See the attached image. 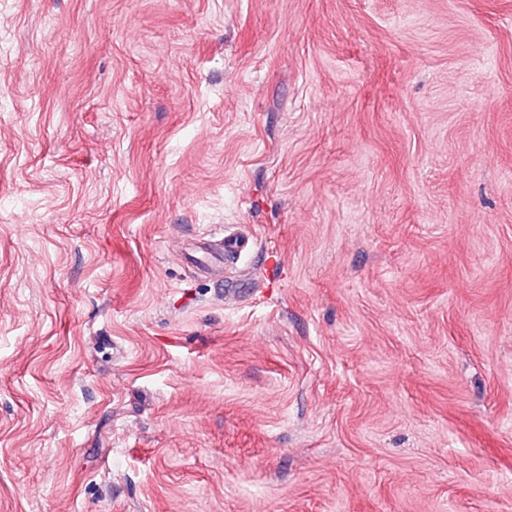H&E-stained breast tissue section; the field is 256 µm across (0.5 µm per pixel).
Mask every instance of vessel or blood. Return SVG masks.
Listing matches in <instances>:
<instances>
[{
	"mask_svg": "<svg viewBox=\"0 0 512 512\" xmlns=\"http://www.w3.org/2000/svg\"><path fill=\"white\" fill-rule=\"evenodd\" d=\"M251 248L248 237L229 228L215 229L212 239L197 238L185 248L182 257L201 275L209 278L215 288L224 286V266L240 259Z\"/></svg>",
	"mask_w": 512,
	"mask_h": 512,
	"instance_id": "vessel-or-blood-1",
	"label": "vessel or blood"
}]
</instances>
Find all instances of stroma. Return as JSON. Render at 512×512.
Segmentation results:
<instances>
[{
	"label": "stroma",
	"mask_w": 512,
	"mask_h": 512,
	"mask_svg": "<svg viewBox=\"0 0 512 512\" xmlns=\"http://www.w3.org/2000/svg\"><path fill=\"white\" fill-rule=\"evenodd\" d=\"M0 512H512V0H0ZM219 242L217 247L204 238H195L182 253L183 260L195 268L201 275L209 278L218 291L224 293V264L229 261H238L240 257L251 249L250 238L245 237L229 227L222 226L212 234ZM210 257L217 261L213 262Z\"/></svg>",
	"instance_id": "35a3bbf8"
}]
</instances>
